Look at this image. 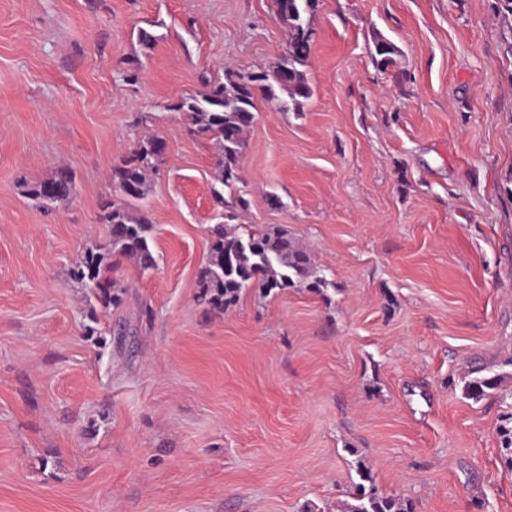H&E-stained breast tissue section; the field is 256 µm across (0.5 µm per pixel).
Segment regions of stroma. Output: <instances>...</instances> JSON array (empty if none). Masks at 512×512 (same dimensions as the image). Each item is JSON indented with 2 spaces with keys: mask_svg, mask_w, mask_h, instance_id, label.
<instances>
[{
  "mask_svg": "<svg viewBox=\"0 0 512 512\" xmlns=\"http://www.w3.org/2000/svg\"><path fill=\"white\" fill-rule=\"evenodd\" d=\"M497 0H317L302 111L257 98L237 221L329 285L198 303L219 146L174 106L275 69L274 0H0V512H310L370 466L416 512H512V52ZM154 37L151 46L140 31ZM396 44L393 65L373 40ZM137 80H127L129 71ZM164 141L106 313L111 168ZM69 168L73 200L29 184ZM503 375L480 399L474 368ZM503 419L498 430L500 440V451L505 464L512 467V406H507Z\"/></svg>",
  "mask_w": 512,
  "mask_h": 512,
  "instance_id": "1",
  "label": "stroma"
}]
</instances>
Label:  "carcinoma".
Here are the masks:
<instances>
[{
  "mask_svg": "<svg viewBox=\"0 0 512 512\" xmlns=\"http://www.w3.org/2000/svg\"><path fill=\"white\" fill-rule=\"evenodd\" d=\"M275 4L280 19L288 27L287 53L275 76L229 71L225 81L214 84L205 94L183 97L176 104V110L183 113L193 134L211 137L221 145L220 182L228 189L230 198L218 190L214 196L217 203L230 209L247 207V201L235 195L233 186L240 180L237 162L244 146L243 132L252 123L256 110V92L271 96L275 83L288 93L284 107L296 111L312 96L305 73L312 48L307 15L316 8L317 0H275ZM396 52L393 43L378 38L373 42L371 57L377 65L385 67L393 63L392 55ZM164 151L162 140L148 139L112 166V191L116 197L102 201L99 212L100 221L107 228L109 246L105 250H87L72 271L73 278L90 290L106 312L121 303L122 285L106 276L112 270V255L132 258L144 271L157 266L148 240L151 224L146 215L134 214V202L143 199L145 176L156 170V162ZM74 193L73 174L64 167L56 168L51 177L28 189V195L46 204H65ZM211 234L200 283L201 300L214 308L224 310L251 288L268 295L287 288L319 292L327 285L326 279L318 275L312 255L295 247L283 229L249 230L242 236L224 224H217ZM499 380L496 375L488 377L478 370L467 383L466 393L479 399L486 391L496 388ZM498 437L502 458L512 467V406L504 413ZM357 474L359 481L352 484L348 493L350 502L344 504L343 512H415L411 500L378 493L371 470L364 463L357 464Z\"/></svg>",
  "mask_w": 512,
  "mask_h": 512,
  "instance_id": "obj_1",
  "label": "carcinoma"
}]
</instances>
